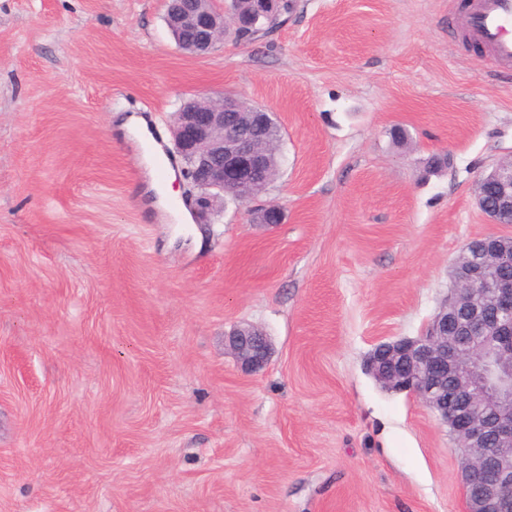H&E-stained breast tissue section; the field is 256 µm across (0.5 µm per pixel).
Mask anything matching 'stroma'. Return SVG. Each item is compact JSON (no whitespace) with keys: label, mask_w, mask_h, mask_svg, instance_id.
<instances>
[{"label":"stroma","mask_w":512,"mask_h":512,"mask_svg":"<svg viewBox=\"0 0 512 512\" xmlns=\"http://www.w3.org/2000/svg\"><path fill=\"white\" fill-rule=\"evenodd\" d=\"M462 2L294 0L193 57L163 0H0V512H463L447 426L365 368L424 333L469 241L512 237L475 202L512 156V64ZM194 96L274 112L280 166L180 224L115 131L144 116L182 166ZM243 325L273 347L253 374ZM228 347L241 368L247 372L263 369L272 355V345L266 334L251 325L234 329L229 335Z\"/></svg>","instance_id":"1"}]
</instances>
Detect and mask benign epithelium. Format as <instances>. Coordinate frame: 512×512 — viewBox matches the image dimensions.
Here are the masks:
<instances>
[{
  "label": "benign epithelium",
  "instance_id": "7a95c632",
  "mask_svg": "<svg viewBox=\"0 0 512 512\" xmlns=\"http://www.w3.org/2000/svg\"><path fill=\"white\" fill-rule=\"evenodd\" d=\"M165 2L180 50L204 56L224 40L226 9L214 0ZM283 2L264 0L254 22L280 18ZM272 118L263 107L230 98L190 99L175 113L174 147L197 190L190 198L197 219L227 193L246 203L258 193L268 150L250 132ZM476 200L491 223L512 224V158L479 179ZM465 250V267H452L454 293L426 333L378 344L369 366L386 388L415 394L456 436L465 512H494L512 485V277L488 284L483 273L512 267V238L488 235ZM475 287L490 288L487 304L469 303L466 289ZM228 347L247 372L263 369L272 355L266 334L251 325L234 329Z\"/></svg>",
  "mask_w": 512,
  "mask_h": 512
}]
</instances>
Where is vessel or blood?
<instances>
[{
  "instance_id": "vessel-or-blood-1",
  "label": "vessel or blood",
  "mask_w": 512,
  "mask_h": 512,
  "mask_svg": "<svg viewBox=\"0 0 512 512\" xmlns=\"http://www.w3.org/2000/svg\"><path fill=\"white\" fill-rule=\"evenodd\" d=\"M466 31L495 60L512 62V0H476Z\"/></svg>"
}]
</instances>
